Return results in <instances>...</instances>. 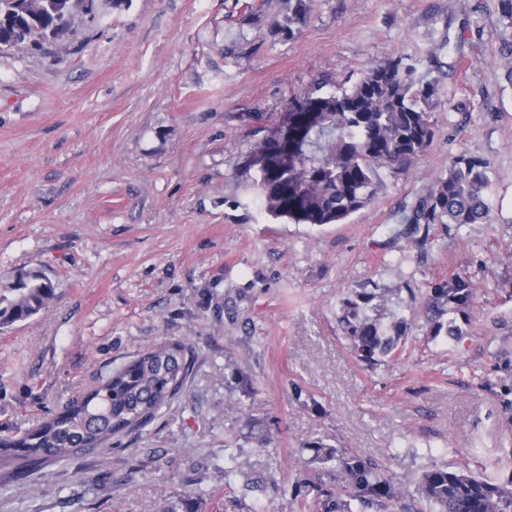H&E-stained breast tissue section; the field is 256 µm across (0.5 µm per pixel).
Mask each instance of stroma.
<instances>
[{"label": "stroma", "instance_id": "1", "mask_svg": "<svg viewBox=\"0 0 512 512\" xmlns=\"http://www.w3.org/2000/svg\"><path fill=\"white\" fill-rule=\"evenodd\" d=\"M288 0H97L67 47L0 54V285L44 272L55 301L0 330V437L94 388L148 346L182 341L179 396L139 435L26 472L0 466V512H304L337 493L317 446L377 465L426 512L429 466L495 473L512 449V88L497 0H314L274 34ZM403 56L436 79L435 135L340 224L273 219L242 172L257 125L315 79L333 91ZM491 162L487 224L401 233L454 158ZM477 289L461 336H432L429 290ZM387 295L398 349L356 362L339 316L352 289ZM235 469L225 480L224 466ZM293 2V3H291ZM291 3L283 23L277 24L276 35L291 38L304 25L310 15L313 0H288Z\"/></svg>", "mask_w": 512, "mask_h": 512}]
</instances>
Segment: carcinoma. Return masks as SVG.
Wrapping results in <instances>:
<instances>
[{
    "instance_id": "obj_1",
    "label": "carcinoma",
    "mask_w": 512,
    "mask_h": 512,
    "mask_svg": "<svg viewBox=\"0 0 512 512\" xmlns=\"http://www.w3.org/2000/svg\"><path fill=\"white\" fill-rule=\"evenodd\" d=\"M288 15L275 34L291 38L310 15L313 0H288ZM504 36L497 52L505 79L512 87V0H497ZM93 14L94 0H0V54L41 47L64 35L72 14ZM315 80L294 96L288 112L275 127L254 131L256 139L244 161L256 172L255 183L265 210L274 218L297 224H338L367 207L380 182V170H400L426 152L434 138L431 113L439 106L437 82L414 77V67L391 57L368 68L352 86L334 93ZM313 124L296 146L292 160L279 163L277 132L297 124L305 114ZM490 164L477 153L459 155L448 174L402 217V223L478 224L489 222ZM472 281L462 275L430 289L433 335H460L455 319L444 315L466 312L474 304ZM55 298L52 281L37 270L18 269L10 286L0 289V328L27 320ZM353 290L343 301L340 323L355 359L373 365L396 350L406 324L388 325L368 313L374 299ZM190 369L185 345L162 341L112 369L90 392L71 399L19 438H0V463L37 469L81 453L103 448L119 434L139 433L159 413L171 407L184 387ZM312 462L334 463L345 485L336 495L316 490L312 512H373L397 497L395 488L375 467L338 449L318 447ZM419 490L433 512H512V472L505 480L482 472L450 470L434 465L425 470ZM197 493L167 499L163 512H199Z\"/></svg>"
}]
</instances>
